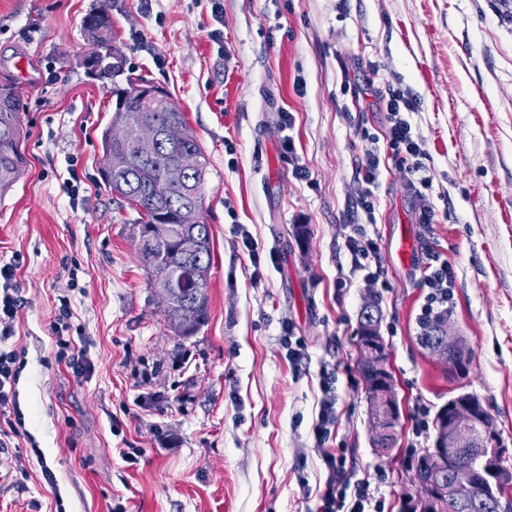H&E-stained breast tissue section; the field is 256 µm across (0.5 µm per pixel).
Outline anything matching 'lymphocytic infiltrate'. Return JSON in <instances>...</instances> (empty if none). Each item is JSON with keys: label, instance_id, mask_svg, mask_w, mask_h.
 I'll return each instance as SVG.
<instances>
[{"label": "lymphocytic infiltrate", "instance_id": "1", "mask_svg": "<svg viewBox=\"0 0 512 512\" xmlns=\"http://www.w3.org/2000/svg\"><path fill=\"white\" fill-rule=\"evenodd\" d=\"M415 103L409 91L399 87L389 88L386 94L379 96L376 105L385 114L384 138L390 154L385 157L377 147L366 148L358 171V205L366 217H373V190L383 169L391 163L408 165L411 173L408 188L416 201L418 222L428 231L437 222L429 195L432 182L419 173L422 143L414 136L405 118L407 112L414 110ZM345 248L351 256L353 272L362 273L367 281L379 282L384 275V267L379 260L378 246L368 236L364 225H350ZM454 284L452 265L436 253H427L421 277V285L427 290L420 309L421 318L431 319L448 310ZM22 304L23 296L16 286L14 264L0 265V469L9 475L21 470L23 453L19 446L27 435L17 390V363L22 351L15 339V322ZM336 423V396L328 392L319 402L313 427L315 445L320 449L326 470V478L318 494V512H377L369 484L352 481L342 457L325 446Z\"/></svg>", "mask_w": 512, "mask_h": 512}]
</instances>
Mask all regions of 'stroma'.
<instances>
[{"label":"stroma","mask_w":512,"mask_h":512,"mask_svg":"<svg viewBox=\"0 0 512 512\" xmlns=\"http://www.w3.org/2000/svg\"><path fill=\"white\" fill-rule=\"evenodd\" d=\"M221 5L216 17L209 0H0V80L24 99L27 161L0 198V263L16 264L26 299L19 400L45 457L23 458L29 491L0 487V512H316L325 470L313 422L325 372L337 395L329 445L344 448L384 512H398L411 482L419 406L434 413L474 393L512 449V0ZM99 8L126 73L171 93L208 162L209 319L187 339L168 326L139 261L137 213L101 177L115 100L82 65L93 48L82 21ZM347 75L357 91H345ZM392 86L417 100L406 118L438 215L426 235L402 167L379 179L374 224L357 205L366 134L386 146L375 94ZM297 163L309 181L294 177ZM361 223L385 281L337 287L350 268L346 227ZM241 224L275 256L258 282ZM429 250L455 271L449 320L472 352L462 374L417 341ZM62 295L95 365L86 379L55 359ZM371 298L401 410L389 456L372 446L358 369ZM287 324L306 344L298 365L283 343Z\"/></svg>","instance_id":"1"}]
</instances>
